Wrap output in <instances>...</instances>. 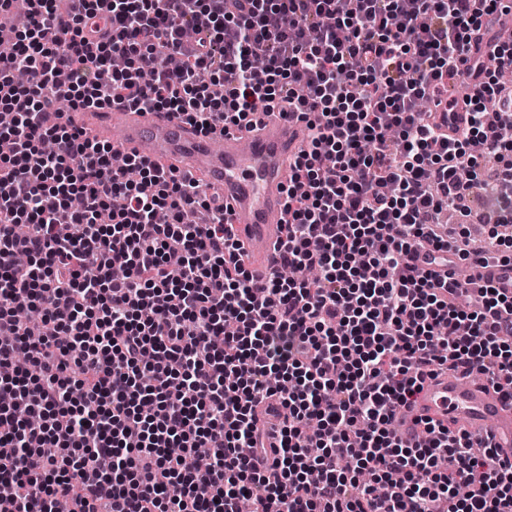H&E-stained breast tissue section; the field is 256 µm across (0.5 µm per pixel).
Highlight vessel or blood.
Listing matches in <instances>:
<instances>
[{
    "label": "vessel or blood",
    "instance_id": "b4317fda",
    "mask_svg": "<svg viewBox=\"0 0 512 512\" xmlns=\"http://www.w3.org/2000/svg\"><path fill=\"white\" fill-rule=\"evenodd\" d=\"M465 112L464 99L452 104L443 94L431 120L444 127L449 116L460 119ZM74 119L115 152L174 166L200 179L202 188L220 190L234 237L248 255L247 266L257 275L267 272L286 217L291 165L303 145L299 112L283 103L249 126L210 135L164 112L126 110L117 116L109 110H82ZM470 273L476 284L489 282L512 294V263L491 260L473 265ZM426 420L490 439L503 458L512 460V406L487 384L448 375L426 379L416 400L400 408L397 427L412 440Z\"/></svg>",
    "mask_w": 512,
    "mask_h": 512
}]
</instances>
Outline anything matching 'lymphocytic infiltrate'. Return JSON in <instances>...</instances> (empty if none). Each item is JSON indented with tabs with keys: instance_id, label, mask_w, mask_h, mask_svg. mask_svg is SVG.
Instances as JSON below:
<instances>
[{
	"instance_id": "f902f5d3",
	"label": "lymphocytic infiltrate",
	"mask_w": 512,
	"mask_h": 512,
	"mask_svg": "<svg viewBox=\"0 0 512 512\" xmlns=\"http://www.w3.org/2000/svg\"><path fill=\"white\" fill-rule=\"evenodd\" d=\"M500 2L0 0V484L15 512H512V461L489 442L394 426L438 372L481 375L512 405V296L417 264L424 249L465 260L440 213L470 216L474 186L512 177L497 81L512 42L471 45ZM462 78L469 110L448 134L418 105ZM281 102L308 110V140L262 280L218 197L133 155L114 168L111 144L61 120L165 111L208 134ZM27 306L43 310L35 341Z\"/></svg>"
}]
</instances>
